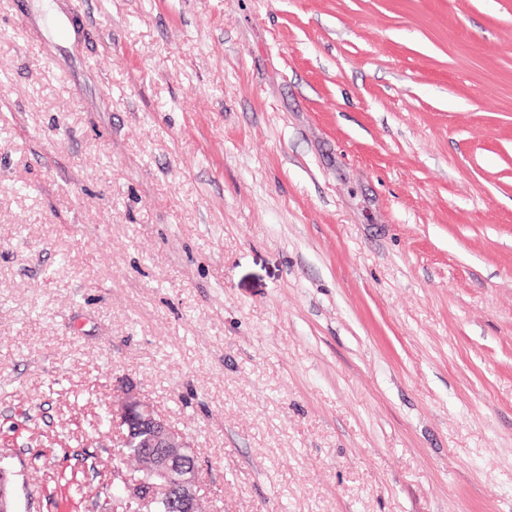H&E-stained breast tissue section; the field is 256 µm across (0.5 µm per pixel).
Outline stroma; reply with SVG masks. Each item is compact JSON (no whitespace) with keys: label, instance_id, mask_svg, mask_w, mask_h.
Masks as SVG:
<instances>
[{"label":"stroma","instance_id":"1","mask_svg":"<svg viewBox=\"0 0 512 512\" xmlns=\"http://www.w3.org/2000/svg\"><path fill=\"white\" fill-rule=\"evenodd\" d=\"M129 390L210 512H512V0H0L15 512Z\"/></svg>","mask_w":512,"mask_h":512}]
</instances>
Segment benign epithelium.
<instances>
[{
    "label": "benign epithelium",
    "mask_w": 512,
    "mask_h": 512,
    "mask_svg": "<svg viewBox=\"0 0 512 512\" xmlns=\"http://www.w3.org/2000/svg\"><path fill=\"white\" fill-rule=\"evenodd\" d=\"M109 414L115 423L112 447L148 449L151 477H122L126 498L138 503L137 512H152L150 505L159 492L169 512H207L199 494L198 466L188 462L192 453L188 438L131 392Z\"/></svg>",
    "instance_id": "1"
}]
</instances>
